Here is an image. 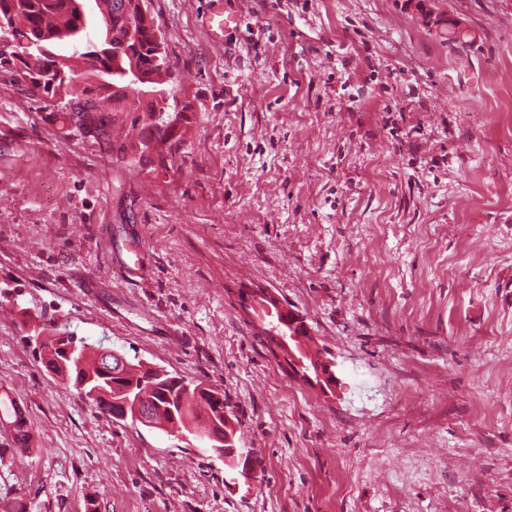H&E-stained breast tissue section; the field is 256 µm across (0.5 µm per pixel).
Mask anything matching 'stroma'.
<instances>
[{"label":"stroma","instance_id":"1","mask_svg":"<svg viewBox=\"0 0 512 512\" xmlns=\"http://www.w3.org/2000/svg\"><path fill=\"white\" fill-rule=\"evenodd\" d=\"M209 2L149 0L189 107L168 170L0 82V392L38 446L0 498L512 512V0H224L220 47ZM256 285L334 394L270 358L234 296ZM45 324L223 392L253 479L66 388L26 342ZM212 9L206 13L202 25L215 46L224 44V27L229 24L224 17V6L222 0H211Z\"/></svg>","mask_w":512,"mask_h":512}]
</instances>
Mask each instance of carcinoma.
<instances>
[{
	"instance_id": "carcinoma-1",
	"label": "carcinoma",
	"mask_w": 512,
	"mask_h": 512,
	"mask_svg": "<svg viewBox=\"0 0 512 512\" xmlns=\"http://www.w3.org/2000/svg\"><path fill=\"white\" fill-rule=\"evenodd\" d=\"M82 0H0V69L8 72L10 83L23 86L33 94L50 99L64 98L60 114L63 123H73L90 136L108 140L118 114L135 112L134 122L141 125L138 141H125L117 152L126 156L137 148H146L151 140L173 143L178 141V129L168 118L153 121V113L168 112L163 106L145 104L127 91L115 86L126 77L128 56L137 58L149 80L151 91L161 101L175 98L174 88L166 79L169 62L166 53L157 49L152 25L135 26L127 36L128 23L135 21L137 4L134 0H106L109 14L103 17L105 38L94 40L90 31L94 20L79 8ZM40 343L34 347L42 363L52 372L72 376L73 387L84 394L86 379L101 377L108 371L103 357L88 366L86 355L90 344L74 333L54 329L49 335L35 333ZM116 385L131 389L141 396L153 411L155 421H176L179 428L193 425L194 435L209 431L224 413V395L217 397L198 386L186 388L183 380L171 376L157 378L152 369L136 364L124 376L114 379ZM100 394L89 402L107 414H112L106 397L113 392L109 380L97 383Z\"/></svg>"
}]
</instances>
